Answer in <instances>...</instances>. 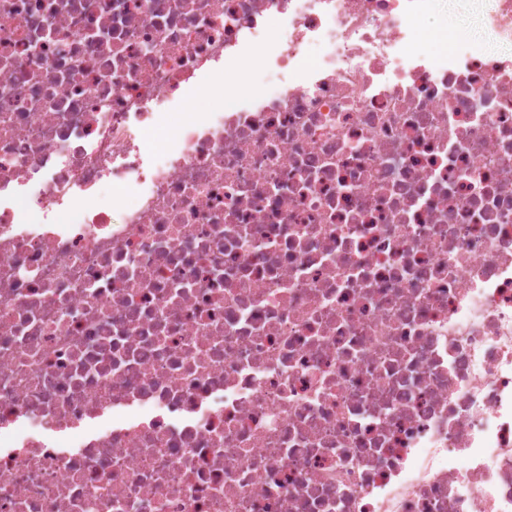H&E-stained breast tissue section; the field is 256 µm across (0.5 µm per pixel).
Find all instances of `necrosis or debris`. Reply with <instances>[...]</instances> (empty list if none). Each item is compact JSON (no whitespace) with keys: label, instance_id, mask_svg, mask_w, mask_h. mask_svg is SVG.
<instances>
[{"label":"necrosis or debris","instance_id":"1","mask_svg":"<svg viewBox=\"0 0 512 512\" xmlns=\"http://www.w3.org/2000/svg\"><path fill=\"white\" fill-rule=\"evenodd\" d=\"M436 2L0 0V512H512V53ZM492 1L459 0L455 9L448 7V12L444 5L439 6L431 15L426 45L434 51L443 47L444 31L451 28L456 32L461 42L481 40L492 53L508 51L510 45L499 42L482 24L483 14L491 7ZM471 27L478 31V36L471 34Z\"/></svg>","mask_w":512,"mask_h":512}]
</instances>
